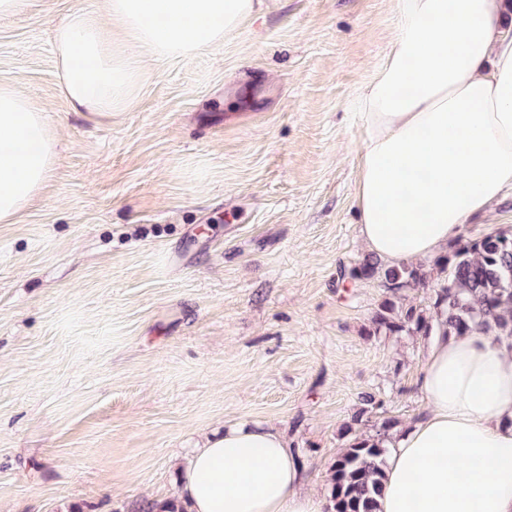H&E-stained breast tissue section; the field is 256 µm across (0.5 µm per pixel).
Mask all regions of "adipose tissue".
<instances>
[{
    "instance_id": "obj_1",
    "label": "adipose tissue",
    "mask_w": 512,
    "mask_h": 512,
    "mask_svg": "<svg viewBox=\"0 0 512 512\" xmlns=\"http://www.w3.org/2000/svg\"><path fill=\"white\" fill-rule=\"evenodd\" d=\"M398 27L363 87L355 204L370 253L419 262L512 190V28L507 0H394ZM260 0H101L57 29L73 110L126 111L148 63L223 46ZM119 28L112 37L111 28ZM57 140L43 109L0 84V223L42 191ZM417 384L425 411L398 429L379 512H512V350L494 334L438 336ZM189 512H323L285 439L237 424L197 449Z\"/></svg>"
}]
</instances>
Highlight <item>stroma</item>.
<instances>
[{"instance_id": "stroma-1", "label": "stroma", "mask_w": 512, "mask_h": 512, "mask_svg": "<svg viewBox=\"0 0 512 512\" xmlns=\"http://www.w3.org/2000/svg\"><path fill=\"white\" fill-rule=\"evenodd\" d=\"M96 0L0 19V84L58 134L41 194L0 224V512H145L238 423L283 432L310 489L358 396L407 423L430 341L365 336L379 280L354 202L358 95L393 0H262L217 52L150 66L131 108L72 111L54 34ZM512 228V192L464 236Z\"/></svg>"}]
</instances>
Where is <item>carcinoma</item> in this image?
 Listing matches in <instances>:
<instances>
[{
	"instance_id": "1",
	"label": "carcinoma",
	"mask_w": 512,
	"mask_h": 512,
	"mask_svg": "<svg viewBox=\"0 0 512 512\" xmlns=\"http://www.w3.org/2000/svg\"><path fill=\"white\" fill-rule=\"evenodd\" d=\"M512 230L479 238L461 237L430 262L385 265L367 254L348 272L352 281L378 279L386 290L365 328V335L459 336L482 330L512 348ZM423 291L428 304L407 301V292ZM346 425L348 444L330 468L326 512H377L382 492L386 442L398 426L384 419L374 433L359 430L370 409L383 405L372 394Z\"/></svg>"
}]
</instances>
